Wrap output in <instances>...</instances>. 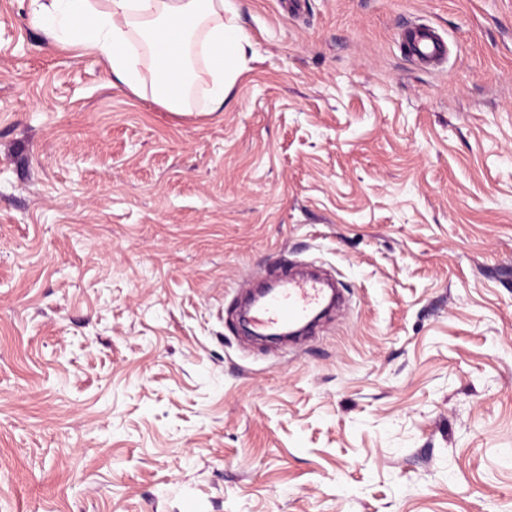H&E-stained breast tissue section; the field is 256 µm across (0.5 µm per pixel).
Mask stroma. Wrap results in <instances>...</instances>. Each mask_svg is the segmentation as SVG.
Wrapping results in <instances>:
<instances>
[{"label":"stroma","instance_id":"1","mask_svg":"<svg viewBox=\"0 0 512 512\" xmlns=\"http://www.w3.org/2000/svg\"><path fill=\"white\" fill-rule=\"evenodd\" d=\"M235 6L198 115L0 0V512H512V0ZM302 266L345 305L245 335ZM407 40L412 48L411 55L417 58L436 64L447 58L446 42L432 27H412Z\"/></svg>","mask_w":512,"mask_h":512}]
</instances>
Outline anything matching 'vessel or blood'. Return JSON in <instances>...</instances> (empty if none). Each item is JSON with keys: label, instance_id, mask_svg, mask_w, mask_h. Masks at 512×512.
<instances>
[{"label": "vessel or blood", "instance_id": "obj_1", "mask_svg": "<svg viewBox=\"0 0 512 512\" xmlns=\"http://www.w3.org/2000/svg\"><path fill=\"white\" fill-rule=\"evenodd\" d=\"M407 40L417 58L439 64L447 57V45L432 27H412ZM332 294V288L318 276L289 273L278 277L247 314L256 334L283 331L309 318Z\"/></svg>", "mask_w": 512, "mask_h": 512}]
</instances>
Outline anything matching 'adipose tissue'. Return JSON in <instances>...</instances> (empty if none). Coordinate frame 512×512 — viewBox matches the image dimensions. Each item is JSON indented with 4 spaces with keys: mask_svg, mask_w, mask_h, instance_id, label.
Here are the masks:
<instances>
[{
    "mask_svg": "<svg viewBox=\"0 0 512 512\" xmlns=\"http://www.w3.org/2000/svg\"><path fill=\"white\" fill-rule=\"evenodd\" d=\"M232 10L231 0H40L30 22L53 45L95 58L110 83L136 96L188 112L197 84L204 111L214 113L223 111L251 46Z\"/></svg>",
    "mask_w": 512,
    "mask_h": 512,
    "instance_id": "obj_1",
    "label": "adipose tissue"
}]
</instances>
